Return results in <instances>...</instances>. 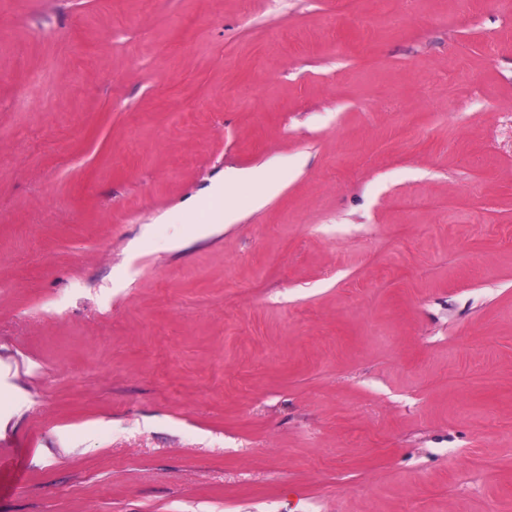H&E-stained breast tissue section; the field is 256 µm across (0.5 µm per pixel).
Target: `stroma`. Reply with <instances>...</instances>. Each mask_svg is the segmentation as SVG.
Listing matches in <instances>:
<instances>
[{
  "label": "stroma",
  "instance_id": "stroma-1",
  "mask_svg": "<svg viewBox=\"0 0 512 512\" xmlns=\"http://www.w3.org/2000/svg\"><path fill=\"white\" fill-rule=\"evenodd\" d=\"M0 512H512V0H0ZM270 177V173L265 169L252 170L245 173L233 172L224 176V185L215 188L210 196V200L206 203L207 212L218 214L219 223L233 224L236 214L233 210L224 208L225 183L226 181L248 179L257 185L265 184Z\"/></svg>",
  "mask_w": 512,
  "mask_h": 512
}]
</instances>
